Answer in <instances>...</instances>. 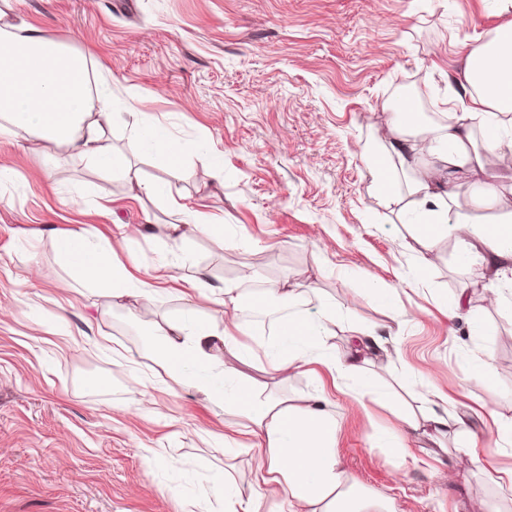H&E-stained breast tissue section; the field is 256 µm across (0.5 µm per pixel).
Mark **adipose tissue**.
Returning a JSON list of instances; mask_svg holds the SVG:
<instances>
[{
  "label": "adipose tissue",
  "instance_id": "ef3b65f1",
  "mask_svg": "<svg viewBox=\"0 0 512 512\" xmlns=\"http://www.w3.org/2000/svg\"><path fill=\"white\" fill-rule=\"evenodd\" d=\"M91 58L58 42L52 34L26 21H15L8 9H0V118L1 131L33 142L48 152L65 149L87 165L108 176L123 178L131 187L153 194L129 160L117 153L105 137V128L123 119L113 106L112 90L90 88ZM458 87L443 103L457 119L432 127L418 124L414 112L400 106L389 108V135L380 145L365 148L368 172L382 199L392 202L397 186L391 170L408 174V195L417 199L420 211L411 226L418 252L432 251L445 238H454L463 260L476 254L492 264L512 261V210H503L498 222H475L471 210L479 205L500 204L496 184L476 183L469 208L456 206L451 178L461 171L484 169L494 149L512 144V19L496 27L490 39L468 46L462 59ZM484 116V150H477L471 114ZM139 137L149 139L152 152L165 165L174 167L190 154L192 142L164 127L159 120H142ZM425 170H418L419 158ZM169 209L180 220L166 224L162 240L169 253H177L191 237L205 234L223 237V220L191 210L177 200ZM62 263L82 277L98 283L109 297L134 299L140 312H154L160 275L135 276L121 261L111 239L91 229L66 231L56 240ZM195 307L218 306L222 313L203 319L170 323L143 333L146 353L155 365V377H180L221 404L225 414L244 419L253 442V486L238 488L232 481L214 485L212 494L218 512H396L392 500L372 494L345 469L335 444L338 423L325 409L324 391L304 397L296 405L272 395L260 396L253 378L230 365V358L256 359L268 373L287 378L303 366H324L333 385L355 402H377L381 384L362 376L359 348L388 351L394 334L379 325L358 329L354 352L341 356L329 343L342 312L321 308L309 319L294 316L280 322L266 341L247 342V329L240 313L245 298L240 283L211 288L205 274L189 280L184 290ZM421 418L402 416L401 427L388 435H375V447L390 456L408 459L406 433L426 426L430 434L453 430L463 443L455 448L449 469L476 462V442L465 416H449L438 393H422ZM283 492L285 505H265V492Z\"/></svg>",
  "mask_w": 512,
  "mask_h": 512
}]
</instances>
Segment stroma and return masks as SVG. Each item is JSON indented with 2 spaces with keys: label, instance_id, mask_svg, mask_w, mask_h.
Returning <instances> with one entry per match:
<instances>
[{
  "label": "stroma",
  "instance_id": "1",
  "mask_svg": "<svg viewBox=\"0 0 512 512\" xmlns=\"http://www.w3.org/2000/svg\"><path fill=\"white\" fill-rule=\"evenodd\" d=\"M27 23L91 56L112 82L122 124L107 135L144 179L192 209L223 218V238L197 236L156 301L153 322L182 319L179 290L205 271L211 285L243 279L316 287L301 313L341 310L330 343L351 349L355 328L398 329L390 354L366 353L381 381L433 384L468 413L481 447H494L489 417L512 401V265L504 301L488 306L485 264H462L442 240L415 251L409 195L382 204L362 148L388 133L384 104L406 101L419 117L443 113L461 43L505 23L495 0H12ZM196 144L178 168L142 146L143 114ZM219 161L223 178L201 180ZM161 196H133L67 151L42 155L0 138V512H184L226 474L253 481L248 435L222 407L181 381L152 375L134 303L114 305L60 262L58 234L110 235L140 277L167 255ZM396 289L408 321L364 290ZM480 356L493 385L466 380ZM336 448L358 483L392 498L397 512H512V486L479 467L441 480L435 470L456 437L406 438L413 460L372 447L375 430L400 425L390 406H361L333 391Z\"/></svg>",
  "mask_w": 512,
  "mask_h": 512
}]
</instances>
